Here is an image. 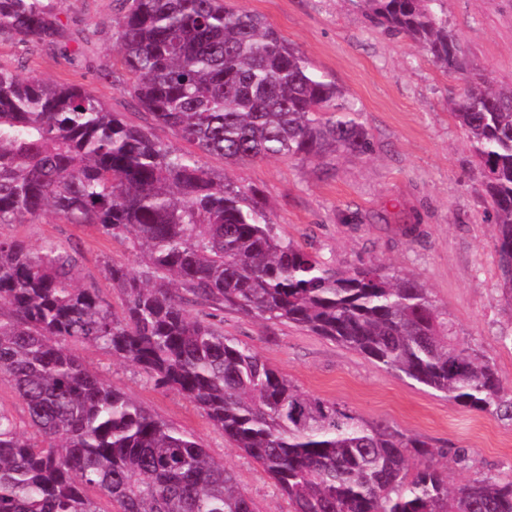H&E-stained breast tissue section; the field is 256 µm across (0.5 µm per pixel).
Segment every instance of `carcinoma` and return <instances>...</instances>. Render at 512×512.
<instances>
[{
    "label": "carcinoma",
    "mask_w": 512,
    "mask_h": 512,
    "mask_svg": "<svg viewBox=\"0 0 512 512\" xmlns=\"http://www.w3.org/2000/svg\"><path fill=\"white\" fill-rule=\"evenodd\" d=\"M113 61L121 91L151 117L127 123L85 86L0 66V224L53 212L130 239L139 273L118 262V317L75 285L76 254L0 239V380L31 436L0 410V512H257L224 464L89 370L73 342L102 346L187 397L258 462L291 512H512V476L454 485L443 450L386 420L302 392L213 314L233 307L354 350L470 410L512 420L492 364L457 343L447 313L414 278L375 265L336 270L278 235L260 191L206 168L283 157L366 155L361 113L335 80L263 16L224 0H122ZM377 24L462 75L452 115L469 136L492 210L500 288L512 298V84L481 77L443 0H360ZM54 0H0V43L56 44ZM156 126L193 144L184 152ZM416 466H411V460Z\"/></svg>",
    "instance_id": "cac0c4a2"
}]
</instances>
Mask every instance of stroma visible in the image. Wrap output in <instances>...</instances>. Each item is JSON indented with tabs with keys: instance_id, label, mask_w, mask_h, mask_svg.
<instances>
[{
	"instance_id": "stroma-1",
	"label": "stroma",
	"mask_w": 512,
	"mask_h": 512,
	"mask_svg": "<svg viewBox=\"0 0 512 512\" xmlns=\"http://www.w3.org/2000/svg\"><path fill=\"white\" fill-rule=\"evenodd\" d=\"M264 16L318 72L329 75L363 114L371 150L364 156L261 160L206 166L238 185L258 188L278 233L349 270L374 263L415 277L447 311L462 345L483 355L512 388V302L500 290L493 216L481 197L467 133L448 111L463 82L435 65L412 41L375 24L355 0H228ZM66 45H0V63L50 82L78 81L132 125L150 117L120 91L111 64L118 0H57ZM448 24L469 59L502 85L512 84V0H446ZM0 238L76 250V283L96 289L115 313L124 296L110 262L137 266L132 244L94 227L64 224L51 213L0 225ZM226 336L267 359L306 393L344 405L368 420L389 421L436 448H463L470 466H449L459 482L512 475V421L462 408L440 393L302 328L218 310ZM74 348L85 366L153 414L194 436L230 470L258 512H290L263 468L241 453L207 416L176 391L157 386L141 367L87 343Z\"/></svg>"
}]
</instances>
